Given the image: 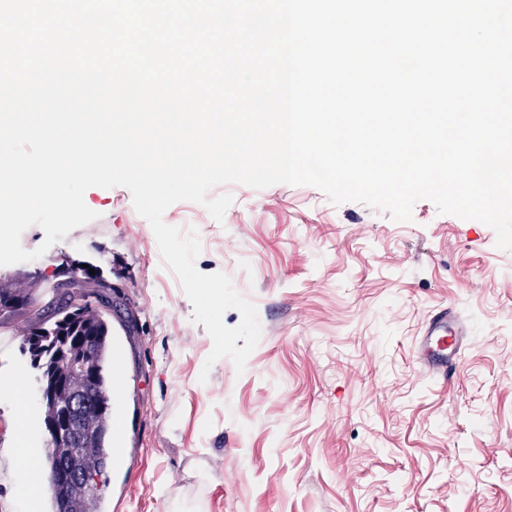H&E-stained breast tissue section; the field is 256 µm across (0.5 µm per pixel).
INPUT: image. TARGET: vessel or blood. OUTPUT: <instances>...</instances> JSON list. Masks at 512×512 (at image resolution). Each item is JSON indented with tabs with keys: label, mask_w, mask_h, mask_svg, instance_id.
Wrapping results in <instances>:
<instances>
[{
	"label": "vessel or blood",
	"mask_w": 512,
	"mask_h": 512,
	"mask_svg": "<svg viewBox=\"0 0 512 512\" xmlns=\"http://www.w3.org/2000/svg\"><path fill=\"white\" fill-rule=\"evenodd\" d=\"M133 328L131 311L121 310L112 317V454L124 458L129 469H136L139 461L136 432L127 426L130 393L124 383V336ZM465 341L461 329L451 328L447 312H439L426 323L417 344L420 366L431 376L447 378L448 367L456 362Z\"/></svg>",
	"instance_id": "b4317fda"
}]
</instances>
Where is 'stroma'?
I'll return each mask as SVG.
<instances>
[{"instance_id":"obj_1","label":"stroma","mask_w":512,"mask_h":512,"mask_svg":"<svg viewBox=\"0 0 512 512\" xmlns=\"http://www.w3.org/2000/svg\"><path fill=\"white\" fill-rule=\"evenodd\" d=\"M225 192L223 221L189 201L164 220L196 227L197 269L229 275L255 304L261 337L244 372L227 358L205 368L212 340L126 188H89L97 219L0 271V288L35 296L66 264L108 278L122 259L142 452L123 512H512V251L494 230L427 200L396 222L307 185L209 195ZM440 308L469 336L444 383L416 360ZM30 329L26 310L0 311V512H31L6 471L16 400L32 447L49 443L21 352Z\"/></svg>"}]
</instances>
